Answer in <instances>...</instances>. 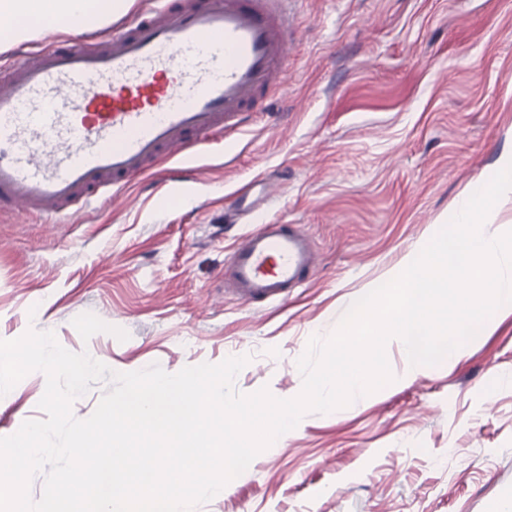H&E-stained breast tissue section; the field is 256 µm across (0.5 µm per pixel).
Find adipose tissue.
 I'll use <instances>...</instances> for the list:
<instances>
[{"label":"adipose tissue","instance_id":"1","mask_svg":"<svg viewBox=\"0 0 512 512\" xmlns=\"http://www.w3.org/2000/svg\"><path fill=\"white\" fill-rule=\"evenodd\" d=\"M132 0H0V41L15 44L32 38L35 22L78 21L91 26L125 13Z\"/></svg>","mask_w":512,"mask_h":512}]
</instances>
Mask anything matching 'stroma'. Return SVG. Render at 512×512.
I'll return each mask as SVG.
<instances>
[{"instance_id":"obj_1","label":"stroma","mask_w":512,"mask_h":512,"mask_svg":"<svg viewBox=\"0 0 512 512\" xmlns=\"http://www.w3.org/2000/svg\"><path fill=\"white\" fill-rule=\"evenodd\" d=\"M287 77L239 133L208 138L196 177L75 217L0 214V339L53 332L111 370L248 357L242 394H299L297 361L418 253L512 152V0H292ZM280 195L242 224L238 191ZM301 224L316 269L285 300L221 286L259 225ZM327 414L307 413L194 512H485L512 496V314L458 360ZM43 372L0 396V437L43 419Z\"/></svg>"}]
</instances>
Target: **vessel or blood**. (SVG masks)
Segmentation results:
<instances>
[{
  "label": "vessel or blood",
  "instance_id": "obj_1",
  "mask_svg": "<svg viewBox=\"0 0 512 512\" xmlns=\"http://www.w3.org/2000/svg\"><path fill=\"white\" fill-rule=\"evenodd\" d=\"M286 0H158L103 32L21 50L0 74V212L57 216L190 162L204 138L243 126L282 78ZM277 184L241 194L240 214ZM316 266L300 224H264L237 243L223 284L240 301L287 296Z\"/></svg>",
  "mask_w": 512,
  "mask_h": 512
}]
</instances>
